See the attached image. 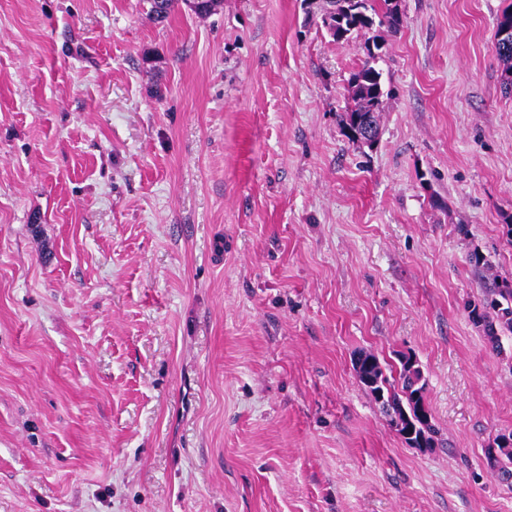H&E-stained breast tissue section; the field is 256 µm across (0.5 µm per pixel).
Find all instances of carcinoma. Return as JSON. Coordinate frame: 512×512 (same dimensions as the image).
Wrapping results in <instances>:
<instances>
[{"instance_id": "cac0c4a2", "label": "carcinoma", "mask_w": 512, "mask_h": 512, "mask_svg": "<svg viewBox=\"0 0 512 512\" xmlns=\"http://www.w3.org/2000/svg\"><path fill=\"white\" fill-rule=\"evenodd\" d=\"M323 23L338 41L350 42L353 35L369 31L374 25L386 27L391 33L401 25L397 0H380V7L371 0H324ZM149 16L162 22L174 10L176 0H148ZM381 44L365 41L364 57L347 80L348 105L342 115V126L349 141L373 147L379 137L380 115L383 112L385 91L382 72L378 68ZM504 65V87L512 88V46L495 47ZM472 322L481 327L493 346H499V334H512V281L503 280L483 300L467 306ZM399 383L389 380L378 359L372 354H361L355 360V371L360 384L368 391L389 423L404 436L411 448H433L437 430L431 422L426 403V383L421 367L410 356L400 360ZM498 448L488 455L490 470L512 473V432L500 433L493 440Z\"/></svg>"}]
</instances>
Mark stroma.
<instances>
[{"instance_id": "obj_1", "label": "stroma", "mask_w": 512, "mask_h": 512, "mask_svg": "<svg viewBox=\"0 0 512 512\" xmlns=\"http://www.w3.org/2000/svg\"><path fill=\"white\" fill-rule=\"evenodd\" d=\"M506 5L400 0L368 148L320 0H0V512H512V334L466 310L512 281ZM400 365L397 386L396 380L390 382L372 354H360L355 360V371L360 384L372 395L409 447H435L438 432L431 422L426 403V383L421 367L410 356H402ZM405 432L412 436L406 437ZM491 448H498L496 455L491 454L489 448L487 462L490 470L499 474V472L512 473V432L500 433L493 440Z\"/></svg>"}]
</instances>
